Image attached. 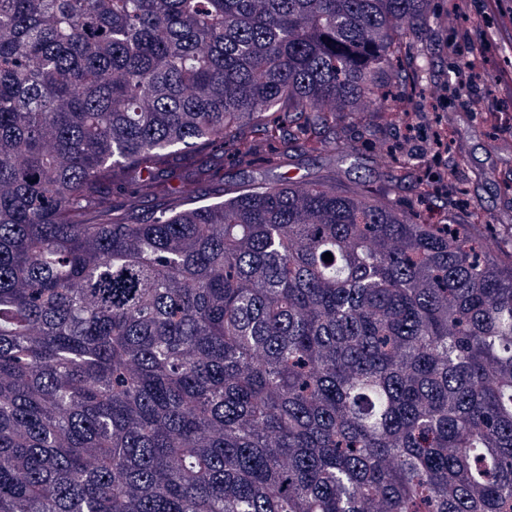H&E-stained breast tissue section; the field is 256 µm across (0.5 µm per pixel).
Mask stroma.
<instances>
[{
  "mask_svg": "<svg viewBox=\"0 0 512 512\" xmlns=\"http://www.w3.org/2000/svg\"><path fill=\"white\" fill-rule=\"evenodd\" d=\"M440 22L432 37L434 66L414 83L392 82L393 111L382 114L388 138L396 149L411 154L430 181L443 168H458L463 193L455 211L447 209L443 192L424 197L406 185L389 186L372 171L382 143L360 125L338 133L357 142V160H341L323 149L319 140L289 144L286 164L272 168L268 151L257 154L252 166L225 161L222 178L202 182L206 197L242 182L274 184L285 177L335 175L338 183L380 198L435 224L448 220L478 225L484 244L502 246L512 225V0H432ZM482 46L476 89L457 84L446 87L443 74L465 31ZM445 132L449 151L438 152L434 131Z\"/></svg>",
  "mask_w": 512,
  "mask_h": 512,
  "instance_id": "obj_1",
  "label": "stroma"
}]
</instances>
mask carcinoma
I'll list each match as a JSON object with an SVG mask.
<instances>
[{
  "mask_svg": "<svg viewBox=\"0 0 512 512\" xmlns=\"http://www.w3.org/2000/svg\"><path fill=\"white\" fill-rule=\"evenodd\" d=\"M429 2L0 0V512H512V250L327 178L179 192L385 111Z\"/></svg>",
  "mask_w": 512,
  "mask_h": 512,
  "instance_id": "cac0c4a2",
  "label": "carcinoma"
}]
</instances>
